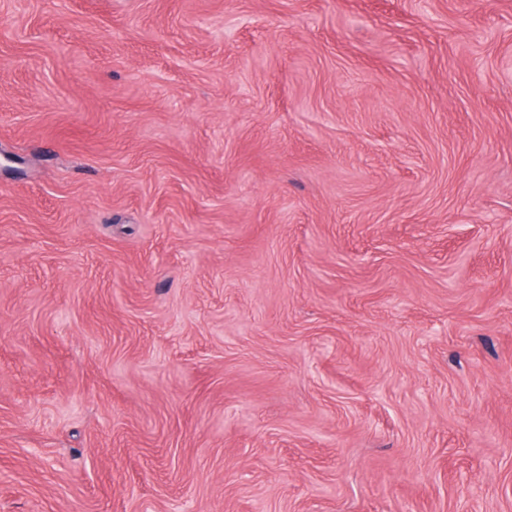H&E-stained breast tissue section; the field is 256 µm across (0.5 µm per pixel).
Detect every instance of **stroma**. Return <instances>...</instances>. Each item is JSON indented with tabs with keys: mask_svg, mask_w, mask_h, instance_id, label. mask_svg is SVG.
Here are the masks:
<instances>
[{
	"mask_svg": "<svg viewBox=\"0 0 512 512\" xmlns=\"http://www.w3.org/2000/svg\"><path fill=\"white\" fill-rule=\"evenodd\" d=\"M0 512H512V0H0Z\"/></svg>",
	"mask_w": 512,
	"mask_h": 512,
	"instance_id": "stroma-1",
	"label": "stroma"
}]
</instances>
